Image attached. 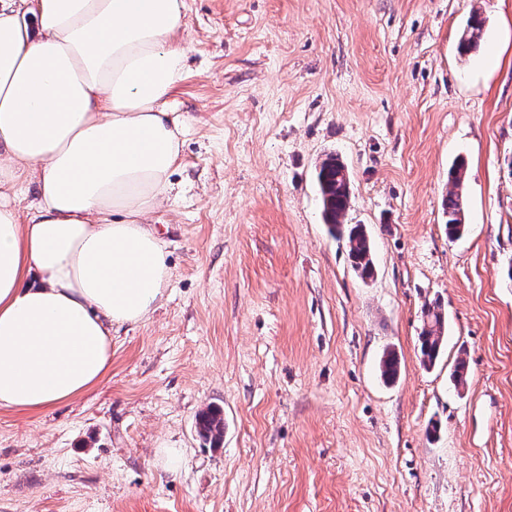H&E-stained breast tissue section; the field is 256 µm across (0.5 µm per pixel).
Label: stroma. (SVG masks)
Here are the masks:
<instances>
[{
    "label": "stroma",
    "mask_w": 512,
    "mask_h": 512,
    "mask_svg": "<svg viewBox=\"0 0 512 512\" xmlns=\"http://www.w3.org/2000/svg\"><path fill=\"white\" fill-rule=\"evenodd\" d=\"M186 4L182 166L151 216L166 296L113 336L101 383L0 409V512H512V0ZM329 154L368 279L323 221ZM435 298L447 339L427 369ZM211 405L219 448L195 429ZM484 22L483 17L477 12L470 16L459 43L461 54H467L477 49L481 40ZM443 210L448 219L445 224L448 237L459 238L465 231V224L463 223L465 202L463 196L456 191H449L448 195L443 200ZM447 329V317L438 303L424 309L423 323L419 334L422 363L431 368L439 358Z\"/></svg>",
    "instance_id": "obj_1"
}]
</instances>
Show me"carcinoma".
Masks as SVG:
<instances>
[{
    "label": "carcinoma",
    "mask_w": 512,
    "mask_h": 512,
    "mask_svg": "<svg viewBox=\"0 0 512 512\" xmlns=\"http://www.w3.org/2000/svg\"><path fill=\"white\" fill-rule=\"evenodd\" d=\"M484 28V19L479 13L470 16L467 27L459 43V50L467 54L477 49ZM344 163L335 156L324 159L316 169V182L322 202L324 223L331 234L345 238L348 256L361 278L368 279L374 274L372 245L368 233L361 224L345 223L350 201V187L346 185L342 171ZM443 210L448 219L445 224L448 237L459 238L465 231L463 223L465 202L463 196L450 191L443 200ZM447 329V317L437 303L424 309L423 323L419 334L422 363L431 368L439 358ZM399 371V361L395 353L388 351L381 361V375L387 381L394 380ZM197 426L200 434L218 444L224 437V416L218 409H210L201 414Z\"/></svg>",
    "instance_id": "1"
}]
</instances>
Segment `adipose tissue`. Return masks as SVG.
<instances>
[{"label":"adipose tissue","instance_id":"ef3b65f1","mask_svg":"<svg viewBox=\"0 0 512 512\" xmlns=\"http://www.w3.org/2000/svg\"><path fill=\"white\" fill-rule=\"evenodd\" d=\"M185 0H0V408L97 385L172 270L149 216L186 122ZM36 200L20 211V191Z\"/></svg>","mask_w":512,"mask_h":512}]
</instances>
